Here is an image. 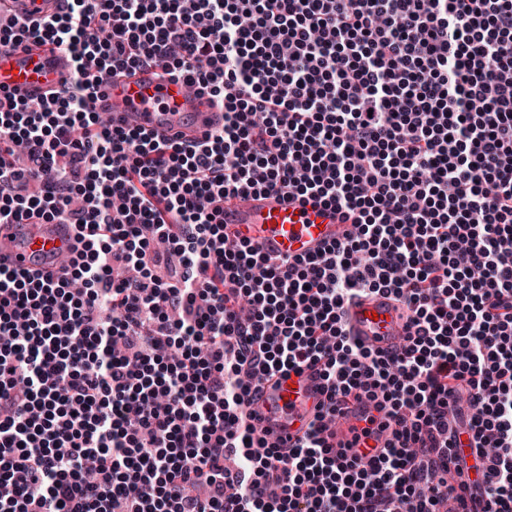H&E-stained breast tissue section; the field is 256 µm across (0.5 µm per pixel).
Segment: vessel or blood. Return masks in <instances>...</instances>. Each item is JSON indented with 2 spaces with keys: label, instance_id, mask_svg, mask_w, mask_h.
<instances>
[{
  "label": "vessel or blood",
  "instance_id": "1",
  "mask_svg": "<svg viewBox=\"0 0 512 512\" xmlns=\"http://www.w3.org/2000/svg\"><path fill=\"white\" fill-rule=\"evenodd\" d=\"M71 68L65 47L29 43L27 48L0 49V89L22 97L54 90ZM109 113L116 127H136L158 138L192 140L221 129L224 109L209 95L165 75L158 67L138 68L108 79L94 103ZM224 234L248 240L266 256L294 259L318 253L345 240L353 230L336 207L313 198L283 193L244 194L224 205ZM76 247L72 225L1 224L0 265L21 270L57 272ZM346 326L364 348L391 352L406 342L407 310L394 297L364 294L346 306ZM326 402L316 367L276 373L265 383L251 408L261 419L268 443L295 446ZM329 447L348 458L378 455L393 439L383 414L367 400L347 399L324 433Z\"/></svg>",
  "mask_w": 512,
  "mask_h": 512
}]
</instances>
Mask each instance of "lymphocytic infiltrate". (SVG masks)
Listing matches in <instances>:
<instances>
[{
    "mask_svg": "<svg viewBox=\"0 0 512 512\" xmlns=\"http://www.w3.org/2000/svg\"><path fill=\"white\" fill-rule=\"evenodd\" d=\"M31 39L72 65L0 107V223L81 248L55 280L0 267V512H512V0H60L0 27ZM155 65L223 128L101 126L105 78ZM250 191L355 231L271 261L224 238ZM360 293L406 302L403 351L349 336ZM311 363L329 402L283 454L248 407ZM349 393L395 426L362 464L323 437Z\"/></svg>",
    "mask_w": 512,
    "mask_h": 512,
    "instance_id": "obj_1",
    "label": "lymphocytic infiltrate"
}]
</instances>
